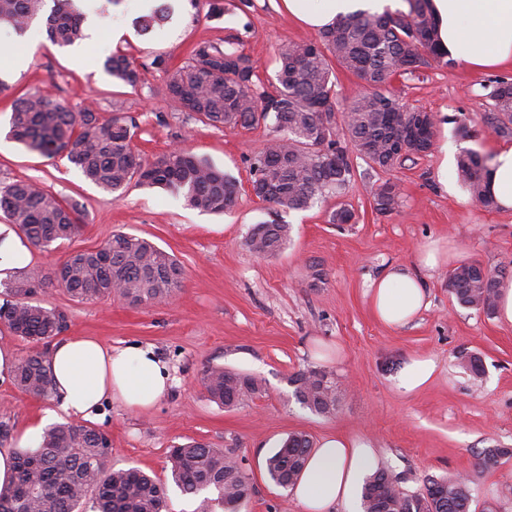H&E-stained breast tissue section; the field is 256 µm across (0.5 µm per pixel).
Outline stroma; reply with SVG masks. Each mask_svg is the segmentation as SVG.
Returning a JSON list of instances; mask_svg holds the SVG:
<instances>
[{
  "mask_svg": "<svg viewBox=\"0 0 512 512\" xmlns=\"http://www.w3.org/2000/svg\"><path fill=\"white\" fill-rule=\"evenodd\" d=\"M166 2L167 21L144 33L139 22L150 10L142 0H92L84 21L89 36L74 46L50 42L40 18L22 35L0 26V47L29 55L21 71L0 66L8 86L0 93V183L34 181L78 203L85 214L73 241L47 251L29 248L26 269L50 272L70 251L97 248L112 232L123 231L173 253L184 270L182 290L151 306H132L117 296L79 302L54 287L39 296L44 305L64 311L63 338L149 344L169 367L170 391L152 408L103 406L99 428L111 442L110 466L140 469L163 484L168 512H193L195 501L171 479L169 448L204 442L232 450L241 462L253 487L245 512H302L290 490L270 480L266 462L291 434H306L315 444L339 435L368 440L407 493L418 491L429 476L467 474L472 512H512V459L481 473L475 468L483 449L512 448V324L461 307L448 293V272L461 262L487 268L512 262V212L476 203L456 167L446 166L442 150L451 142L491 157L512 148V137L493 130L486 91L491 80L512 78V63L475 71L460 61L396 80L397 95L435 116L433 149L386 172L355 160L345 193L284 214L290 240L262 258L245 245L251 227L271 218L269 204L251 191L249 159L272 130L200 122L170 100L165 75L151 61L162 54L177 67L196 43L233 41L265 77L274 73L283 44L317 33L282 0H251L246 11L215 17L190 0ZM116 24L129 30L117 42ZM118 50L144 65L136 87L115 83L103 69ZM28 91L68 108L92 105L106 119L135 116L134 142L142 158L156 160L176 146L207 158L233 177L234 206L222 214L200 212L168 189L135 185L117 199L85 180L67 159L29 152L8 137L12 103ZM388 180L399 185L402 204L384 216L373 209V193ZM342 204L354 219L331 223ZM433 243L442 260L435 268L421 267L419 257ZM393 264L417 270L427 285L428 308L402 329L382 324L370 307L371 281ZM464 351L481 357L482 379L472 380L460 367ZM415 355L434 358L438 373L426 388L406 395L392 378ZM210 366L252 376L264 390L242 406L218 405L201 382ZM316 367L336 377L338 402L328 416L311 412L294 395L292 377ZM1 420L11 426L6 445L14 449L26 429L63 423L67 416L54 401L36 399L7 381L0 383Z\"/></svg>",
  "mask_w": 512,
  "mask_h": 512,
  "instance_id": "stroma-1",
  "label": "stroma"
}]
</instances>
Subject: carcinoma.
Here are the masks:
<instances>
[{"label": "carcinoma", "instance_id": "carcinoma-1", "mask_svg": "<svg viewBox=\"0 0 512 512\" xmlns=\"http://www.w3.org/2000/svg\"><path fill=\"white\" fill-rule=\"evenodd\" d=\"M47 28L54 42L71 45L84 37V17L74 0H53ZM408 9L359 10L319 32L314 40L291 42L279 49V65L270 80L260 79L250 56L230 45H196L184 65L166 71V89L185 112L213 126L250 129L270 125L278 135L250 159L256 197L275 207V218L254 225L246 246L259 257L281 251L290 227L281 214L306 210L320 198L341 196L354 176L351 156L373 169L390 170L407 158L428 153L435 144L434 116L412 106L391 90L398 77H414L437 64L455 65L439 46L438 23L430 0H405ZM45 0H0V24L24 33ZM116 52L104 68L117 82L135 87L140 68ZM350 72L364 85L339 111L336 69ZM489 100L496 112L494 131L512 136V80L491 84ZM138 128L132 116L114 115L103 122L90 108L73 112L40 93H23L12 105L9 134L28 151L47 158L63 156L91 183L123 194L135 182L163 185L182 196L192 209L223 213L234 202L235 184L207 160L181 148L148 163L135 151ZM458 173L471 197L496 207L487 191L489 158L467 149L457 159ZM400 205L398 184L387 180L373 194V208L392 214ZM0 212L34 247L47 249L75 238L84 217L76 205L25 181L0 184ZM507 270L464 262L448 272V293L465 308L493 314L499 278ZM58 287L78 301L117 295L134 306L161 303L183 287V270L173 255L152 241L116 232L92 250H75L45 275L32 273L5 284L0 323L34 345L15 370V385L41 399L53 397L50 342L66 328L62 312L34 301L45 287ZM460 363L477 380L484 374L481 357L463 352ZM297 400L318 415L336 410V380L326 369L298 373ZM202 385L215 403L228 408L262 393L253 377L222 366L207 368ZM111 444L99 429L67 422L46 429L35 448L16 452V475L0 489V512H80L93 496V512H165V487L137 468L108 466ZM311 451L303 434H291L268 459L272 481L286 489L296 484ZM512 457V448H485L477 468ZM174 483L196 499L194 512H239L252 485L232 453L192 441L170 449ZM470 480L428 477L422 489L408 494L397 476L378 469L362 488L363 512H470Z\"/></svg>", "mask_w": 512, "mask_h": 512}]
</instances>
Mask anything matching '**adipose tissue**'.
I'll list each match as a JSON object with an SVG mask.
<instances>
[{
  "label": "adipose tissue",
  "instance_id": "adipose-tissue-1",
  "mask_svg": "<svg viewBox=\"0 0 512 512\" xmlns=\"http://www.w3.org/2000/svg\"><path fill=\"white\" fill-rule=\"evenodd\" d=\"M289 11L313 29L332 24L359 7L358 0H284ZM442 46L473 70L512 62V0H431ZM370 305L384 325L408 326L428 306L425 282L413 270L393 265L370 284ZM51 373L60 409L85 419L101 416L116 400L146 410L171 386L168 367L152 347H113L90 336L53 344ZM368 442L338 436L322 439L292 489L302 512H327L350 503L372 470Z\"/></svg>",
  "mask_w": 512,
  "mask_h": 512
}]
</instances>
